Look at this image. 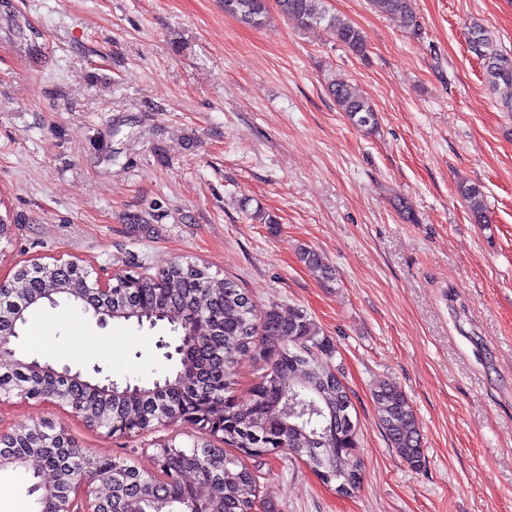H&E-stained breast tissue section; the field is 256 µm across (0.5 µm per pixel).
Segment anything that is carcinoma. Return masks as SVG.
I'll return each instance as SVG.
<instances>
[{"mask_svg": "<svg viewBox=\"0 0 512 512\" xmlns=\"http://www.w3.org/2000/svg\"><path fill=\"white\" fill-rule=\"evenodd\" d=\"M279 11L306 26H324L336 40L357 56L367 54V40L362 30L330 12L324 0H275ZM381 14L401 19L403 26L416 29L412 0H370ZM224 13L241 22L260 27L267 21V0H222ZM0 18L8 31L16 35L28 59L43 55L41 33L15 8L11 0H0ZM471 50L484 61L487 79L503 90L504 108L512 112V58L498 51L487 30L474 24L468 29ZM340 111L350 123L368 133L378 129V117L370 101L343 83L331 85ZM473 221L488 223L484 191L477 183L458 186ZM15 291L0 296V337L15 338L28 323L30 315L45 303L64 299L84 313H95L96 304L82 280L72 271L60 273L49 268L43 274L17 270L12 279ZM112 319L134 321L155 327L168 322L172 340L161 341L158 348H175L167 371L153 379H126L101 392L89 384L75 381L68 387L69 399L80 405L88 420L112 419L132 429L155 424L157 404L165 402L185 414H199L198 425L212 434H222L225 445L240 455L214 447L208 440L196 439L190 445L165 443L157 449L170 478L167 494L154 495L149 479L134 467L119 461L103 462V469L121 482V495L112 498V512H126L136 501L143 512H175L191 499L195 489L209 492L210 505L223 512H263L257 476L244 457H261L276 450H286L305 461L318 473L328 471L323 481L356 476L351 489L359 487L362 468L355 458L359 424L348 417L349 393L332 368L336 349L328 336L302 309L283 317L271 306L262 315L254 313L251 301L237 282L220 279L206 266L195 261L171 262L154 275L133 276L130 281L116 280L112 291ZM196 332L199 344L177 347L179 337ZM255 352L264 361L263 373L250 390L249 404L238 407L225 399L230 388L237 357ZM288 379V386L281 381ZM17 381L25 383L43 397L53 391L50 373L36 368L13 372L0 384L6 393ZM378 421L388 441L410 467L421 468L424 461L420 432L413 408L406 394L394 383H386L373 393ZM58 429L51 422L23 428L3 442L13 456H28L39 449L43 465L31 473L30 491L36 493L44 484L43 473H52L59 493L67 491L63 475L78 467L80 453L70 448L73 438H57ZM352 458L351 470L340 471L331 460ZM194 481H185L186 475Z\"/></svg>", "mask_w": 512, "mask_h": 512, "instance_id": "obj_1", "label": "carcinoma"}]
</instances>
